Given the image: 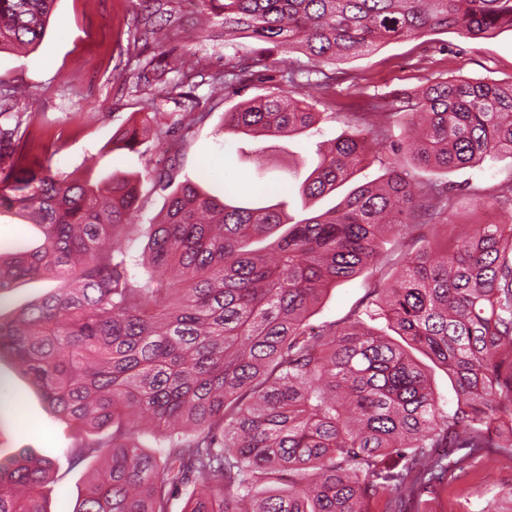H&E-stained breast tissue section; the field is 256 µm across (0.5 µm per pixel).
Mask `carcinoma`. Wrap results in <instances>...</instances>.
<instances>
[{"label": "carcinoma", "mask_w": 512, "mask_h": 512, "mask_svg": "<svg viewBox=\"0 0 512 512\" xmlns=\"http://www.w3.org/2000/svg\"><path fill=\"white\" fill-rule=\"evenodd\" d=\"M54 0H0V51L33 48ZM143 0L146 40L172 24ZM217 3L224 35L299 50L317 68L393 39L460 28L473 38L512 29V0H202ZM186 58L149 61L138 79L165 85ZM242 57L210 85L259 75ZM191 99L155 116L160 140L204 121ZM404 116V148L436 170L512 154V83L436 81L372 112L387 130ZM312 106L282 92L224 114L242 134L282 135L312 125ZM340 136L298 192L328 195L370 151ZM0 130V207L38 226L42 243L0 250V296L29 275L57 291L0 318V356L28 374L54 415L77 420L107 449L73 512H423L421 490L495 451L512 450V224H484L453 245L429 244L369 289L363 309L314 331L307 318L329 289L380 260L384 233L448 225V187L413 188L391 165L335 206L294 218L274 203L234 205L190 181L148 221L142 279L130 270L126 227L138 181L74 179ZM267 242L262 247L260 243ZM187 283L172 288L167 277ZM382 319L392 334L367 321ZM425 355L454 383L435 392ZM149 421L158 450L142 449ZM52 463L0 465V512H47Z\"/></svg>", "instance_id": "carcinoma-1"}]
</instances>
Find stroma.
<instances>
[{"label":"stroma","instance_id":"stroma-1","mask_svg":"<svg viewBox=\"0 0 512 512\" xmlns=\"http://www.w3.org/2000/svg\"><path fill=\"white\" fill-rule=\"evenodd\" d=\"M179 22L168 28L163 47L140 41L144 10L141 0H56L46 33L27 53L0 52V80L25 87L28 98L0 114V127L23 120L28 147L53 168L68 174H91L101 180L112 175L142 177L139 205L143 223L129 226L134 253H141L148 236L145 220L161 213L167 191L145 181L146 168L175 158L176 182L191 181L203 189L225 194L228 201L264 206L281 202L288 215L321 212L343 197L336 191L320 199L302 201L299 183L315 167L323 141L347 130L343 115L369 112L374 105L392 111L400 93L413 94L430 82L460 76L491 82L512 81V31L490 38H474L453 29L416 38L392 40L376 50L325 65L324 72L292 88L290 94L320 112L319 123L292 136L233 134L224 128L225 112L240 103L274 93L284 72L304 69L308 58L298 52L275 50L267 55L265 78L225 90L223 102L210 98L208 76L251 54L257 42L224 41V17L201 0H162ZM190 55L192 63L176 74L175 88L137 86L138 61L160 50ZM194 96L208 119L190 131L178 132L160 143L141 139L128 147L119 138L129 128L151 124L153 111H181L185 96ZM361 135L373 148L352 175V185L379 178L388 163L398 159L403 128L386 134L361 122ZM408 181L415 187L435 182L452 186L456 194L450 215L449 240L472 234L481 224L512 220V201L499 188L512 180V156L496 153L480 166L438 173L404 160ZM432 225L420 226L412 236L389 237L382 264L362 276L331 289L313 309L309 321L320 325L343 318L357 307L367 283L385 280L399 268L402 256L435 241ZM57 279L26 277L14 282L0 316H13L27 304L60 288ZM0 383L13 396L0 402V464L29 452L53 463L48 486L49 512H73L89 475L87 463L67 458L68 448L83 435L73 423L56 420L47 402L17 363L0 358ZM512 494V456L494 453L462 475L424 493L427 512H494Z\"/></svg>","mask_w":512,"mask_h":512}]
</instances>
